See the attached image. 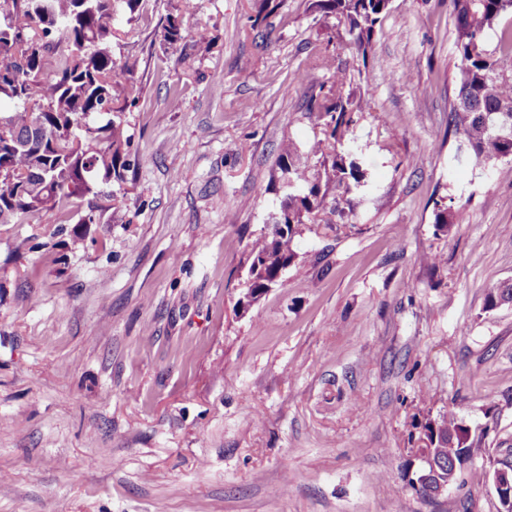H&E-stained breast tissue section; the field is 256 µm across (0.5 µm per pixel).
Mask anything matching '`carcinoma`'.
<instances>
[{"label": "carcinoma", "instance_id": "1", "mask_svg": "<svg viewBox=\"0 0 512 512\" xmlns=\"http://www.w3.org/2000/svg\"><path fill=\"white\" fill-rule=\"evenodd\" d=\"M0 224H16L43 211L57 210L61 223L93 224L114 200L102 185L127 181L130 138L122 112L139 101L137 60L115 57L117 11L136 20L147 0H0ZM390 0H318L316 7L335 17L351 36L362 65L374 51V38ZM454 25L457 103L450 122L463 138L469 159L490 163L512 158V0H450ZM496 37L494 49L487 48ZM160 47L178 50L187 40L203 41L201 29L184 23L181 9L162 19ZM313 68L331 72L329 86L310 96L307 112L323 126L324 138L311 147L320 170L309 180L293 163L281 167L283 184L303 181L306 191L288 189V207L270 227L247 245L245 264L251 303L279 281L294 263L293 241L298 226L322 215L335 223L336 207L323 206L321 188L350 189L348 179L362 173L338 152L354 115L369 98L357 93L354 78L324 53ZM460 214L452 205L436 204L434 224L450 232ZM512 282L488 289L486 308L494 309ZM425 438L434 457L462 465L470 456L475 435L452 410L437 426L427 425Z\"/></svg>", "mask_w": 512, "mask_h": 512}]
</instances>
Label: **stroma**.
<instances>
[{
    "label": "stroma",
    "instance_id": "obj_1",
    "mask_svg": "<svg viewBox=\"0 0 512 512\" xmlns=\"http://www.w3.org/2000/svg\"><path fill=\"white\" fill-rule=\"evenodd\" d=\"M312 3L191 0L184 66L153 41L182 0L117 17L133 176L98 223L0 224V512H497L470 474L512 460V304L485 307L512 280V160L457 156L448 0H391L366 64ZM326 50L372 100L340 146L364 176L242 312L280 162L319 167ZM450 410L477 442L432 500L416 450Z\"/></svg>",
    "mask_w": 512,
    "mask_h": 512
}]
</instances>
